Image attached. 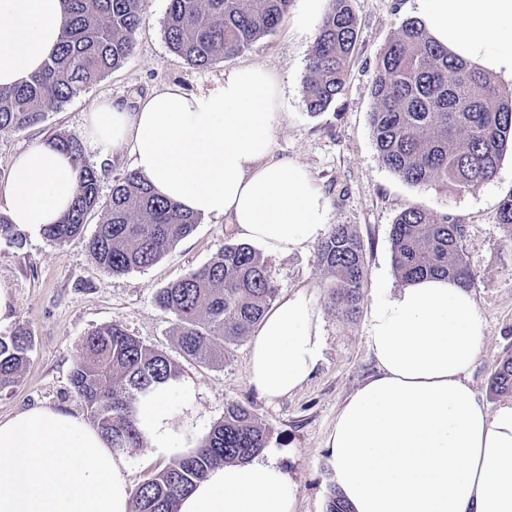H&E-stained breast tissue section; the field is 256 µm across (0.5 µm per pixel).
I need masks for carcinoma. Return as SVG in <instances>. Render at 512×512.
Masks as SVG:
<instances>
[{
  "mask_svg": "<svg viewBox=\"0 0 512 512\" xmlns=\"http://www.w3.org/2000/svg\"><path fill=\"white\" fill-rule=\"evenodd\" d=\"M141 0H66L58 51L26 83L0 88V129L42 122L46 112L120 67L132 52L141 24ZM290 0H169L163 31L171 51L205 67L232 59L275 31ZM359 26L351 0H333L312 45L303 81L313 113L327 109L346 90ZM372 136L379 161L403 181L468 190L492 179L512 144V91L488 73L448 55L417 20L403 21L378 58L372 79ZM79 171L71 209L43 234L63 243L81 232L100 206L98 175L77 140L55 138ZM105 220L89 252L116 274L153 265L190 235L200 216L158 196L138 173L112 187ZM463 225L416 206L398 215L390 242L395 270L405 284L446 276L471 287L474 276L462 251ZM319 262L335 282L329 299L353 318L363 300L365 260L361 243L345 224L332 226ZM277 289L260 254L246 243H226L212 261L160 289L156 303L176 318L178 346L187 356L222 359L249 336L274 301ZM32 336L19 330L0 336V392L19 383ZM178 376L175 364L117 324L87 337L72 383L98 429L114 448H137L142 438L129 399ZM124 386L117 388L114 379ZM495 395L512 394V356L490 383ZM268 443L266 429L243 404L232 401L194 453L178 456L135 492L131 512H178V503L207 472L244 462Z\"/></svg>",
  "mask_w": 512,
  "mask_h": 512,
  "instance_id": "carcinoma-1",
  "label": "carcinoma"
}]
</instances>
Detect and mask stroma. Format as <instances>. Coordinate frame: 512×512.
I'll list each match as a JSON object with an SVG mask.
<instances>
[{"label": "stroma", "mask_w": 512, "mask_h": 512, "mask_svg": "<svg viewBox=\"0 0 512 512\" xmlns=\"http://www.w3.org/2000/svg\"><path fill=\"white\" fill-rule=\"evenodd\" d=\"M168 0H142V22L132 54L100 82L51 110L39 124L23 130H0V184L13 156L39 140L64 135L80 138L84 116L113 98L136 106L141 97L175 84L189 92L211 87L225 70L260 65L282 85L283 107L275 124L273 155L304 166L330 200V224L349 225L363 247V301L387 283L402 288L392 262L390 231L399 213L417 206L445 214L465 227L462 250L475 275L471 287L485 322V338L469 374L470 388L489 408L502 399L489 384L499 363L512 356V229L498 224L500 201L512 192V149H506L495 176L466 191L416 186L401 181L377 158L370 128L374 107L372 77L377 60L402 21L414 18V0H352L359 38L344 94L324 112L310 113L303 92L309 52L319 23L298 29L285 16L276 31L239 56L207 67L188 64L165 42L163 21ZM83 156L98 172L100 195L133 171L128 148L100 156ZM104 219L92 214L83 231L64 244L19 227L14 239L0 237V285L8 288L11 308L0 320V336L18 330L31 334L33 346L16 388L0 392V417L36 406H53L81 415L90 410L77 395L72 370L86 337L97 328L117 324L148 347L167 355L189 380L190 393L176 395L177 425L203 436L224 418L227 402L247 406L269 432L273 451L297 484V512H326L333 468L325 450L343 403L378 371L367 336V314L347 317L329 303L331 273L319 264V247L281 257H266L278 294L309 287L322 316V359L299 389L276 401L261 397L248 383L249 340L233 345L223 360L185 356L177 344L174 315L158 306L156 292L207 264L233 234L224 219L205 218L186 238L152 266L122 274L100 268L88 241Z\"/></svg>", "instance_id": "35a3bbf8"}]
</instances>
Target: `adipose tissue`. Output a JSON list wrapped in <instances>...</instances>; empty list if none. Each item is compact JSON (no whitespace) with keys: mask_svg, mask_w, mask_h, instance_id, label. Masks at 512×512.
I'll return each mask as SVG.
<instances>
[{"mask_svg":"<svg viewBox=\"0 0 512 512\" xmlns=\"http://www.w3.org/2000/svg\"><path fill=\"white\" fill-rule=\"evenodd\" d=\"M429 35L469 65L512 81V0H417ZM63 0H0V87L28 81L61 36ZM279 82L261 66L225 70L189 93L170 85L135 108L89 113L86 145L129 148L134 167L183 210L225 219L268 255L306 249L324 233L325 193L301 165L273 156ZM78 171L54 141L13 157L0 211L31 231L58 223ZM485 321L468 288L426 279L377 288L368 315L378 372L343 404L325 446L354 512H512V403L489 410L469 387ZM323 347L322 317L304 288L288 292L253 332L248 382L273 400L300 388ZM190 382L141 392L136 426L153 459L196 450L173 422ZM130 458L78 414L39 406L0 418V512H130ZM298 487L270 455L217 467L179 512H296Z\"/></svg>","mask_w":512,"mask_h":512,"instance_id":"adipose-tissue-1","label":"adipose tissue"}]
</instances>
